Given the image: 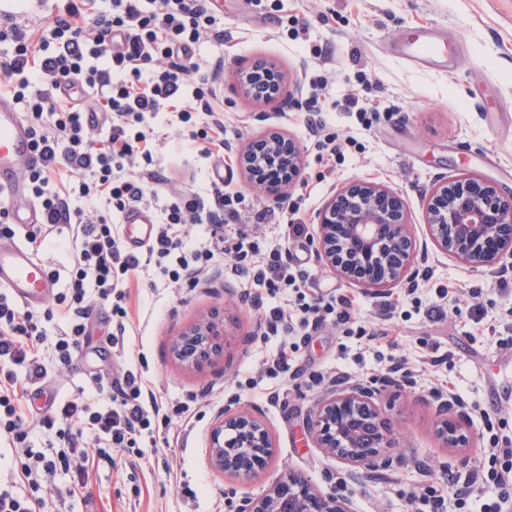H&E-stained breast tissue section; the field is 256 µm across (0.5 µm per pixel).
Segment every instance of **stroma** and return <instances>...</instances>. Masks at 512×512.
Segmentation results:
<instances>
[{
    "label": "stroma",
    "mask_w": 512,
    "mask_h": 512,
    "mask_svg": "<svg viewBox=\"0 0 512 512\" xmlns=\"http://www.w3.org/2000/svg\"><path fill=\"white\" fill-rule=\"evenodd\" d=\"M64 0H0V23L12 18L33 36L62 10ZM224 21V38L193 48V60L212 77L231 146L276 129L299 143L302 170L285 200L276 202L246 179L238 163L221 166L204 157L173 123L155 146L161 175L152 184L150 212L160 215L171 195H205L216 168L226 192L242 196L239 223L225 236L245 233L261 250L278 246L290 273L309 274L305 293L258 290L251 278L214 264L197 287L174 284L155 269L130 282L128 334L124 349L101 357L107 322L97 321L76 368L55 361L59 321L45 325L39 356L48 370L46 389L58 400L83 397L102 405L94 376L110 379L129 369L158 398L190 405L189 425H173L169 444L138 457L116 448L111 463L89 468L92 497L75 492L73 474L57 470L44 483L36 512H227L226 493L258 496L283 476L302 475L322 494L344 485L352 512H432L429 500L443 483L462 485L486 449L512 439V401L493 403L494 390L512 387V268L476 274L430 251L414 290L398 287L407 303L385 310V297L349 284L321 264L312 231L316 211L343 185L378 182L398 192L418 244H425V198L440 182L465 176L491 181L512 196V0H211ZM446 29L465 50L450 69L408 64L394 44L422 26ZM275 64L282 96L269 103L244 98L235 74L258 60ZM358 110H346V98ZM318 121L325 132L349 140L343 161L321 160L307 129ZM299 204L309 231L292 239L281 213ZM266 220H258V213ZM71 228L49 232L34 251L66 290L75 252ZM281 308L295 332L272 336L252 304ZM355 301L340 319L343 298ZM320 304L319 327L300 328L301 302ZM441 314L428 316L430 306ZM224 322V348L197 366L174 358L171 348L187 327L208 318ZM387 328L378 341L367 329ZM292 349L291 368L273 361L280 347ZM403 365L404 385L385 389L379 405L395 426L387 470L368 472L327 456L312 438L307 418L336 380L386 374ZM458 390L471 425L469 443L451 448L430 394ZM257 415L270 432L275 453L246 480L225 475L210 463L211 431L225 407Z\"/></svg>",
    "instance_id": "1"
}]
</instances>
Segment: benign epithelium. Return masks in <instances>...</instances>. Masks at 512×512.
<instances>
[{
    "mask_svg": "<svg viewBox=\"0 0 512 512\" xmlns=\"http://www.w3.org/2000/svg\"><path fill=\"white\" fill-rule=\"evenodd\" d=\"M272 68L259 63L236 74L242 95L266 102L254 82V73ZM237 160L249 180L273 200L299 175L301 154L294 140L269 131L236 149ZM282 171L279 179L266 178L270 164ZM427 229L432 244L472 272L484 273L512 259V198L501 197L495 186L469 177L436 186L426 200ZM316 251L323 266L342 279L374 294H385L405 282L415 284L417 250L407 224L406 203L380 183H355L334 193L314 215ZM224 324L205 320L182 332L173 345L174 356L197 366L221 348ZM400 369L388 375L350 383L340 381L318 403L311 430L325 453L355 466L379 470L391 466L386 448L392 425L376 404L390 385L404 382ZM442 416L445 442H463L448 412L466 417L457 396L439 391L431 395ZM274 455V444L263 423L253 414L224 409L211 434V463L226 474L246 479L264 468ZM232 512H350L348 497L340 492L325 497L304 478L290 474L267 493L243 495L229 501Z\"/></svg>",
    "mask_w": 512,
    "mask_h": 512,
    "instance_id": "obj_1",
    "label": "benign epithelium"
}]
</instances>
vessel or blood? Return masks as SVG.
I'll use <instances>...</instances> for the list:
<instances>
[{"label": "vessel or blood", "instance_id": "b4317fda", "mask_svg": "<svg viewBox=\"0 0 512 512\" xmlns=\"http://www.w3.org/2000/svg\"><path fill=\"white\" fill-rule=\"evenodd\" d=\"M402 56L410 62L436 67H451L445 36L436 27L419 28L417 34L399 43ZM33 155L32 135L28 122L15 102L0 95V200H6L8 221L27 229L43 223L40 208L31 199L24 182L16 177L19 165ZM122 223L138 227V235L128 238L126 247L136 254L153 238L154 219L140 207L127 209ZM0 288L26 306L43 305L52 296L55 282L44 262L28 247L0 240Z\"/></svg>", "mask_w": 512, "mask_h": 512}]
</instances>
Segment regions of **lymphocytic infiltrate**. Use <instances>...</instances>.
Returning <instances> with one entry per match:
<instances>
[{
    "label": "lymphocytic infiltrate",
    "mask_w": 512,
    "mask_h": 512,
    "mask_svg": "<svg viewBox=\"0 0 512 512\" xmlns=\"http://www.w3.org/2000/svg\"><path fill=\"white\" fill-rule=\"evenodd\" d=\"M93 0H66L46 33L30 41L18 24L0 27V43L13 45L0 56V89L15 101H27L34 156L25 166L24 180L40 203L48 226L76 225L77 254L68 294L36 314L19 310L0 293V434L11 439L17 467L27 480L30 495L20 496L11 481H0V512H35V494L57 468L74 470L81 489H88L86 472L90 456L108 461L116 448H135L141 438L157 447L156 427H170L183 418L187 406H160L144 379L133 372L113 376L99 409L82 398L47 403L28 417L23 411L33 386L42 383L47 370L36 352L45 339L43 320L59 318L62 327L55 342L57 360L72 367L88 342L93 327V303L108 304L111 345L123 343L126 334L127 287L135 271L156 267L175 283L198 285L215 258L228 257L234 271H247L254 282L269 287L307 284L282 262L280 250L245 267L257 247L247 236L226 241L225 225L237 223L240 213L223 185H214L212 200L204 204L183 198L171 200L162 212L145 254L124 250L112 230L113 215L132 206H150L153 196L145 184L127 178L126 166L150 169L154 157L150 143L155 135L147 123L160 113L177 112L188 123L194 112H207L210 123L191 132L190 138L207 157L223 156L224 118L213 104L206 79H194L190 65L193 45L209 37L223 39L224 24L211 11L209 0H110L108 13L90 15ZM100 88L102 110L111 124L106 142L95 144L85 115L71 108L59 113L53 130L41 123L44 110L54 109V91L77 84ZM67 178L83 198H105L108 209L88 213L71 206L55 182ZM188 224L211 225L208 241L190 242L181 234ZM55 430L60 447L46 456L27 442L31 422ZM489 466H477L475 480H489L501 490L498 501L485 512H504L512 506V448L488 451Z\"/></svg>",
    "instance_id": "lymphocytic-infiltrate-1"
}]
</instances>
